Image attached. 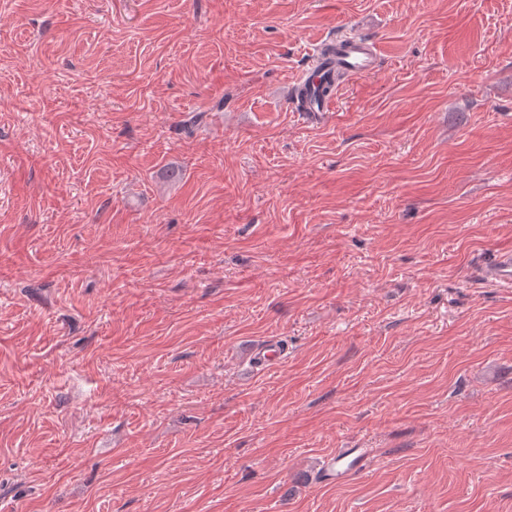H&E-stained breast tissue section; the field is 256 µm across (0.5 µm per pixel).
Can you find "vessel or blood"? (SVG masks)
<instances>
[{"label":"vessel or blood","mask_w":512,"mask_h":512,"mask_svg":"<svg viewBox=\"0 0 512 512\" xmlns=\"http://www.w3.org/2000/svg\"><path fill=\"white\" fill-rule=\"evenodd\" d=\"M375 53L371 46L357 36H347L338 42V53L334 62H327L320 56H313L301 80L311 86V90L301 113H312L314 116H324L331 111L333 104L332 95H319L317 88L321 79L329 72L334 71L336 65H343L351 78L363 77L374 69ZM483 276L496 283L512 286V250L498 253L487 264ZM370 456L365 448H340L337 449L331 461L323 464L320 469L322 481L345 482L363 472L369 465Z\"/></svg>","instance_id":"vessel-or-blood-1"}]
</instances>
